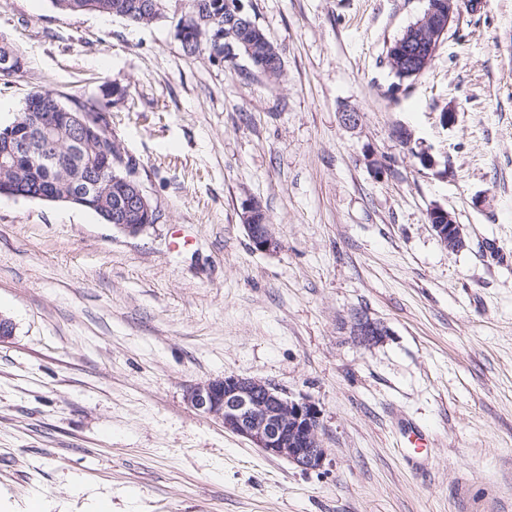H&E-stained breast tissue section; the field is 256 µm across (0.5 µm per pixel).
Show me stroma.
Segmentation results:
<instances>
[{
	"label": "stroma",
	"instance_id": "1",
	"mask_svg": "<svg viewBox=\"0 0 512 512\" xmlns=\"http://www.w3.org/2000/svg\"><path fill=\"white\" fill-rule=\"evenodd\" d=\"M241 3L281 77L186 54L167 22L0 0L25 56L0 121L36 91L109 103L159 212L131 236L0 197V512H512V0L462 10L405 82L388 48L426 0ZM248 199L277 252L252 248ZM230 374L315 403L320 470L187 404ZM399 414L429 435L421 465L396 446ZM430 221L433 230L436 232L440 241L448 247V226L445 227L446 224H449V228L454 230V235L458 240L464 242V238L462 236L461 229L458 224L455 223L452 215L443 209L442 207H434L430 211ZM445 227V228H444Z\"/></svg>",
	"mask_w": 512,
	"mask_h": 512
}]
</instances>
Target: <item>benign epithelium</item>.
<instances>
[{"label": "benign epithelium", "instance_id": "1", "mask_svg": "<svg viewBox=\"0 0 512 512\" xmlns=\"http://www.w3.org/2000/svg\"><path fill=\"white\" fill-rule=\"evenodd\" d=\"M428 7L411 27L403 47L392 52L389 60L406 70L431 63L451 23L463 8L477 7L478 0H427ZM66 118L79 136L90 126L109 125L107 112H69ZM121 184L122 200L112 208V225L137 235L155 223L157 208L145 194L136 174L115 177ZM261 205L254 200L242 203V224L254 248L273 253L280 242L272 235L270 225L255 223ZM433 230L443 244H448V229L463 239L452 215L441 207L430 211ZM195 410L222 422L224 429L249 440L269 456L284 458L304 472L320 469L328 456L319 438L316 408L305 399L295 400L260 380L239 375H226L191 386L186 394Z\"/></svg>", "mask_w": 512, "mask_h": 512}]
</instances>
